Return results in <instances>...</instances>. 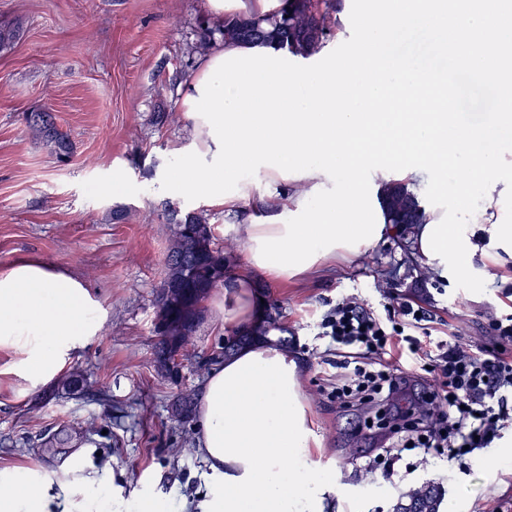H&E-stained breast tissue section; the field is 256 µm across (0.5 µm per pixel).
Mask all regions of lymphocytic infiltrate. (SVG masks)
I'll use <instances>...</instances> for the list:
<instances>
[{"instance_id": "lymphocytic-infiltrate-1", "label": "lymphocytic infiltrate", "mask_w": 512, "mask_h": 512, "mask_svg": "<svg viewBox=\"0 0 512 512\" xmlns=\"http://www.w3.org/2000/svg\"><path fill=\"white\" fill-rule=\"evenodd\" d=\"M337 349L357 362L354 379L336 388L342 406L370 397L383 403L394 420L411 419L406 432H394V449L385 465H394L397 449L447 452L462 459L466 449L486 448L505 422L512 421V316L497 320V346L471 355L456 342L437 345L441 379L434 390L406 392V378L391 374L384 356L395 347L373 314L356 302L337 305L323 321Z\"/></svg>"}]
</instances>
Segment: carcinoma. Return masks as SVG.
I'll use <instances>...</instances> for the list:
<instances>
[{
	"label": "carcinoma",
	"instance_id": "obj_1",
	"mask_svg": "<svg viewBox=\"0 0 512 512\" xmlns=\"http://www.w3.org/2000/svg\"><path fill=\"white\" fill-rule=\"evenodd\" d=\"M343 0H279L271 13L258 16L248 11L228 12L224 19L213 21L203 17L198 22L199 37L189 56L205 55L215 47V39L226 44L274 46L292 57L308 58L318 54L326 43L342 29L340 13ZM29 129L51 144L55 152L66 157L71 151L67 137L57 130L52 113L46 110L29 112L25 116ZM419 198L408 183L396 180L380 181L378 201L385 223H402L398 201L402 197ZM168 223L175 225L166 257V270L157 295V331L161 336L158 347L166 345L165 337L178 333V325L192 322L199 326L204 302L217 288L224 287V273L234 247L222 250L213 246L208 218L201 212L183 213L170 204ZM262 337L255 332L245 337L235 335L224 339L209 362L218 363L221 356H230L247 342ZM192 339L171 341L170 352L178 356L173 364L159 362V371L172 381L179 378L187 348ZM195 400L182 393L172 405L170 416L184 424L193 419ZM441 489L435 485L415 490L406 500L397 503L394 512H440Z\"/></svg>",
	"mask_w": 512,
	"mask_h": 512
}]
</instances>
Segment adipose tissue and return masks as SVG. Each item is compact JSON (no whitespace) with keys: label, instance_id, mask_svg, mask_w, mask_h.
Masks as SVG:
<instances>
[{"label":"adipose tissue","instance_id":"ef3b65f1","mask_svg":"<svg viewBox=\"0 0 512 512\" xmlns=\"http://www.w3.org/2000/svg\"><path fill=\"white\" fill-rule=\"evenodd\" d=\"M475 231L431 214L416 229L418 250L440 276H460L472 268ZM243 232L247 269L225 284L214 304L226 324L253 328L264 309L253 292L256 279L288 281L301 273L262 268L254 258L256 238L283 236L284 224H248ZM103 322L100 302L63 267L35 259L0 265V356L30 389L61 373ZM198 422V450L210 480L204 512H322L330 479L309 464L319 443L287 349L258 342L213 366L200 385ZM111 476L110 462L95 461L85 449L57 472L2 467L0 512H122Z\"/></svg>","mask_w":512,"mask_h":512}]
</instances>
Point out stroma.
Listing matches in <instances>:
<instances>
[{"label": "stroma", "instance_id": "obj_1", "mask_svg": "<svg viewBox=\"0 0 512 512\" xmlns=\"http://www.w3.org/2000/svg\"><path fill=\"white\" fill-rule=\"evenodd\" d=\"M207 13L206 0H0V24L20 29L0 50V264H59L106 313L101 331L64 369L84 379L85 392L63 389L58 378L27 392L14 375L0 373V467H55L85 447L111 459L114 491L125 501L151 494L193 505L207 493L197 426L173 421L168 406L181 391L198 390L201 363L234 329L207 307L178 381L159 374L157 292L172 235L165 208L204 213L215 246L237 243L231 278L246 266L243 225L263 222L278 202L258 175L241 181L244 195L231 211L160 188L168 160L192 140L183 98L200 66L188 64L187 53ZM39 108L70 138L68 160L27 127L26 112ZM115 177L123 191H103ZM404 259L391 232L307 282L258 283L298 363L321 443L314 467L335 477L347 497L328 498L324 512H394L425 485L440 486L457 512H512V423L462 462L406 451L389 475L368 442L391 433L380 405L345 408L336 400L342 356L320 322L338 303L359 302L386 324L405 303L426 311L428 322L405 330L420 339L421 354L403 342L392 361L396 375L426 384L435 379L429 355L439 341L453 332L466 350L480 351L495 343L493 321L512 315V260L478 256L482 277L441 279L408 273ZM87 423L99 434L42 448L60 427Z\"/></svg>", "mask_w": 512, "mask_h": 512}]
</instances>
